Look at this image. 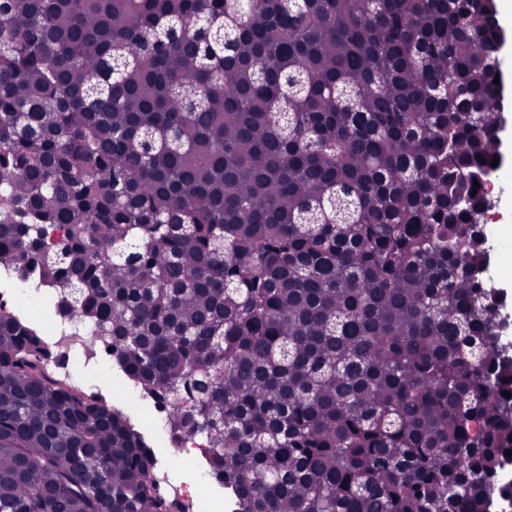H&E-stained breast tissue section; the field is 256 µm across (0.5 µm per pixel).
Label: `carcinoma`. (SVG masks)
Wrapping results in <instances>:
<instances>
[{
  "mask_svg": "<svg viewBox=\"0 0 512 512\" xmlns=\"http://www.w3.org/2000/svg\"><path fill=\"white\" fill-rule=\"evenodd\" d=\"M501 29L487 0H0V271L205 439L227 512H492ZM52 349L0 302V512H180Z\"/></svg>",
  "mask_w": 512,
  "mask_h": 512,
  "instance_id": "carcinoma-1",
  "label": "carcinoma"
}]
</instances>
